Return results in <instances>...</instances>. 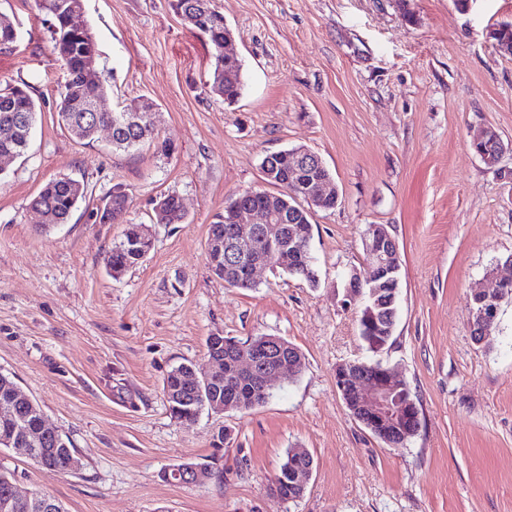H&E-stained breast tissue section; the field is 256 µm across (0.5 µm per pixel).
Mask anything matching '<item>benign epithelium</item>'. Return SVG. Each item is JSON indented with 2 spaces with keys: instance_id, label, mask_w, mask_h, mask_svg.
Segmentation results:
<instances>
[{
  "instance_id": "7a95c632",
  "label": "benign epithelium",
  "mask_w": 512,
  "mask_h": 512,
  "mask_svg": "<svg viewBox=\"0 0 512 512\" xmlns=\"http://www.w3.org/2000/svg\"><path fill=\"white\" fill-rule=\"evenodd\" d=\"M155 108H144L139 104L124 107L116 113L113 123L104 127L109 133L131 128L135 129L153 122ZM474 142L483 144V150L478 152L485 161L498 164L504 153L501 139L492 128L485 129ZM281 157L288 160L290 168L298 175L296 187L306 195L307 200L314 198L320 201L336 200L338 196L328 191L330 180L319 176L322 168L321 158L307 149L286 154ZM287 219L286 211L279 200L269 193L262 194L261 205L257 207H235L227 218V223L233 225L232 238L228 242L214 239L210 244V253L214 263L221 259L242 267L244 273L250 278L268 268V261L257 257L259 240H264L268 256L279 262L287 261L300 254L308 253L306 239L290 238L288 246L284 247L276 242V228ZM266 224L268 228L261 231L258 225ZM363 251L366 262L363 269L351 271L347 285V297L359 303L363 311L362 319L366 321L377 320L375 312L379 302L375 301L377 289L395 288L398 284L396 273L399 271V249L395 238L382 226L372 224L368 227L362 238ZM489 286L480 292L481 299L476 301L478 309L467 305L470 315L476 320L470 326L479 330L482 336L487 335L493 326L498 310L492 302L507 292L512 286L511 278H502L494 271L487 275ZM287 344L279 336L269 339V345L264 351L239 350L241 366L250 371H260L259 381L265 387L269 386L273 378H283L286 371L296 368L297 360L290 359L287 363L272 368L266 367L269 362L283 360L282 351ZM402 380L396 378L388 368H381L374 373H359L351 369V363H344L336 368V388L340 394L349 392L358 396L355 418L359 420L372 434H378L382 427H392L406 439L410 432L406 431L410 423L419 420V409L415 401L408 400L395 408L391 403L392 394L400 389ZM213 466H202L195 463H184L163 472V477L180 483H204L210 479ZM0 512H57L56 505L47 496L21 494L16 484H11L10 493L0 499Z\"/></svg>"
}]
</instances>
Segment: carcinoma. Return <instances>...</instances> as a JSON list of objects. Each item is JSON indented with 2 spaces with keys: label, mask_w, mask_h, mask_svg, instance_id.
Returning <instances> with one entry per match:
<instances>
[{
  "label": "carcinoma",
  "mask_w": 512,
  "mask_h": 512,
  "mask_svg": "<svg viewBox=\"0 0 512 512\" xmlns=\"http://www.w3.org/2000/svg\"><path fill=\"white\" fill-rule=\"evenodd\" d=\"M35 2L38 10L50 17L53 47L67 74L64 90L57 104L58 121L76 138L90 141L95 134L89 127H80V122L83 121L89 101L94 98H106L108 92L99 82L88 85L83 80L86 46L83 33L72 32L65 28L69 0H35ZM173 6L184 23L202 34L210 45L224 42V14L213 4V0H208L206 5L203 4V0H174ZM242 89L241 61L237 60L225 65L214 63L211 79L213 93L231 103L239 98ZM21 113L30 116L31 122H36L38 106L29 91L21 86L10 85L0 89V129L12 123L13 116ZM153 138L154 130L151 128L128 129L119 133L112 142V148L127 152L134 151ZM6 143L20 156L28 147L29 137L25 135L24 129L18 126L13 138L9 141L6 142L0 137V149ZM294 192H296L294 188L289 192L281 190V196L284 197L285 202L291 204V207L286 209L288 222L278 225L285 241L292 233L303 232L309 236L312 232V216L292 197ZM85 197L84 184L70 177H61L47 182L33 199V203L46 210L52 223L65 224ZM162 199H164L166 223H182L185 213L181 209L179 197L168 194L162 196ZM129 206V193L115 185L112 191L101 199L95 211L91 212V216L98 224H121ZM138 262L139 255L123 245L116 244L112 246L106 259L107 266L113 272L120 274ZM279 268L290 275L304 279L313 286L318 284L317 271L310 256L299 264H290L283 268L277 263L271 266L273 271ZM211 271L232 288L252 289L257 286V283L247 278L241 270L227 264L222 268L213 267ZM359 326L360 338L369 351H374L375 344L388 345L391 336H385L383 332L395 327L393 308L388 305L383 309V318L379 319V324L374 326L376 335L373 336L368 332L366 323L361 321ZM229 340H234V337L221 336L214 340H207L208 353L224 357V377L213 382H200L195 385L185 379V376L190 374L189 366L181 364L169 372L164 384V393L172 417L182 422L193 421L203 410L210 409L213 401L226 405L231 403L232 410L245 412L266 403L271 397L272 392L268 390L264 392L258 386L256 375L239 368L237 351L225 345ZM17 389L18 385L10 376L0 373V406L10 405L14 408L15 427L18 428V434L23 435L34 426L39 416L28 403L15 398ZM36 447L42 449L41 459L34 460L40 469L55 473L74 471L76 452L69 439L61 435L50 436L36 444ZM293 460L290 454H285L279 471L272 481V486L269 487V490L276 489L280 495L289 500L296 499L297 494L291 469L288 468ZM294 461L298 465H307L313 461V457L307 453Z\"/></svg>",
  "instance_id": "1"
}]
</instances>
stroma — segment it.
Listing matches in <instances>:
<instances>
[{"label":"stroma","mask_w":512,"mask_h":512,"mask_svg":"<svg viewBox=\"0 0 512 512\" xmlns=\"http://www.w3.org/2000/svg\"><path fill=\"white\" fill-rule=\"evenodd\" d=\"M233 32L244 90L210 93L214 63L172 0H84L110 102L146 96L171 153L112 150L108 132L72 137L56 104L66 74L35 0H0L18 38L0 52V87L27 83L40 112L27 154L0 171V372L39 404L82 461L39 469L0 449V471L64 512H512V300L483 341L467 299L512 255V55L489 32L512 24V0H214ZM495 129L510 146L485 165L471 142ZM319 155L339 194L316 211L318 285L281 271L227 286L207 262L208 229L235 194L263 187L270 152ZM70 176L88 194L69 221L41 227L31 201ZM131 198L126 224L91 217L112 186ZM173 193L180 224L153 223ZM153 247L119 278L105 258L127 224ZM384 225L401 258L393 336L364 349L347 275L362 237ZM279 336L301 372L246 412L173 418L163 392L180 364L211 369L206 340ZM377 359L420 408L417 434L387 447L347 409L336 368ZM226 432L221 473L162 478L203 462ZM314 471L295 500L269 486L288 449ZM213 465L202 466L195 463H184L163 472V477L180 483H204L208 481Z\"/></svg>","instance_id":"obj_1"}]
</instances>
